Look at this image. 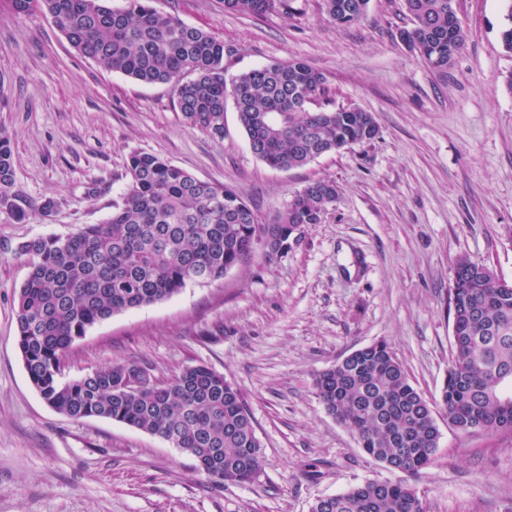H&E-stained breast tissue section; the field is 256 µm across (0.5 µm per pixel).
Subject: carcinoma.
I'll use <instances>...</instances> for the list:
<instances>
[{
	"mask_svg": "<svg viewBox=\"0 0 512 512\" xmlns=\"http://www.w3.org/2000/svg\"><path fill=\"white\" fill-rule=\"evenodd\" d=\"M15 10L49 14L71 46L104 67L144 84L173 87L192 127L224 137L232 98L254 155L288 170L329 152L371 141L372 113L312 105L326 97L325 77L301 59L271 63L224 78V41L153 6L125 0H12ZM411 26L399 37L441 77L465 44L456 0H404ZM295 0H224V8L255 16L292 15ZM369 0H324L330 20L361 22ZM121 206L102 224L66 236L26 240L14 253L29 272L18 292L16 341L32 385L73 420L112 419L156 435L190 455L216 483L254 482L263 456L253 419L224 375L199 364L165 381L134 361H116L63 380V360L93 324L178 294L189 283L217 281L260 249L268 257L288 248L303 224H318L336 201V184L309 183L272 222L221 184L203 181L158 155L135 153ZM11 134L0 129V216L22 223ZM453 358L433 406L409 381L391 348L357 349L314 379L326 413L349 428L364 453L404 479L369 480L318 499L311 512H426L408 482L429 467L439 448L437 413L448 426L512 433V287L487 264L458 259L449 301ZM139 374L147 387L125 389Z\"/></svg>",
	"mask_w": 512,
	"mask_h": 512,
	"instance_id": "carcinoma-1",
	"label": "carcinoma"
}]
</instances>
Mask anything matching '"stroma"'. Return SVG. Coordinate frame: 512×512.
<instances>
[{
  "mask_svg": "<svg viewBox=\"0 0 512 512\" xmlns=\"http://www.w3.org/2000/svg\"><path fill=\"white\" fill-rule=\"evenodd\" d=\"M223 40L224 75L302 59L336 106L372 112L378 136L287 171L251 151L234 104L216 139L183 119L170 85L143 84L79 54L48 15L0 0V128L14 136L28 219L0 216V512H311L316 499L397 472L328 415L318 372L386 342L436 401L452 357L449 294L459 258L512 283V54L505 0H457L466 43L440 77L397 37L404 0H370L351 26L323 0L288 16L224 0H156ZM158 155L234 189L270 223L294 192L325 179L339 194L287 250L255 253L223 279L89 327L64 360L73 380L118 360L158 380L205 364L241 394L264 457L251 484H217L165 440L105 418L72 420L30 383L15 336L28 267L16 245L107 220L131 154ZM52 201L50 215L41 206ZM435 460L413 483L426 512H512V433L440 422Z\"/></svg>",
  "mask_w": 512,
  "mask_h": 512,
  "instance_id": "1",
  "label": "stroma"
}]
</instances>
